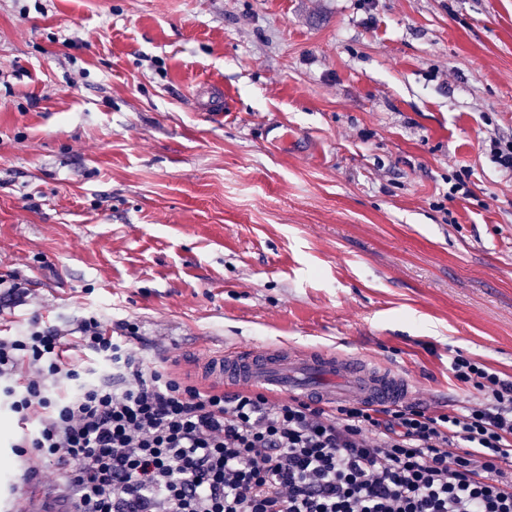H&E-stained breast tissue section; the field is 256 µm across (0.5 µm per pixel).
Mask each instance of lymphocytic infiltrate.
<instances>
[{
    "instance_id": "1",
    "label": "lymphocytic infiltrate",
    "mask_w": 512,
    "mask_h": 512,
    "mask_svg": "<svg viewBox=\"0 0 512 512\" xmlns=\"http://www.w3.org/2000/svg\"><path fill=\"white\" fill-rule=\"evenodd\" d=\"M139 336L92 316L0 333L14 454L57 472L75 512H512V380L480 362L452 360L483 395L463 413L324 407L149 366Z\"/></svg>"
}]
</instances>
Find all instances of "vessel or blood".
<instances>
[{"label":"vessel or blood","mask_w":512,"mask_h":512,"mask_svg":"<svg viewBox=\"0 0 512 512\" xmlns=\"http://www.w3.org/2000/svg\"><path fill=\"white\" fill-rule=\"evenodd\" d=\"M204 369L227 385L298 392L327 404L335 403L341 391L376 405L402 402L409 395L408 380L395 371L372 369L328 352L298 354L284 346L228 349L211 355ZM13 512H74V508L34 483L15 501Z\"/></svg>","instance_id":"1"}]
</instances>
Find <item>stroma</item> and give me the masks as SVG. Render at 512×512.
<instances>
[{
    "instance_id": "obj_1",
    "label": "stroma",
    "mask_w": 512,
    "mask_h": 512,
    "mask_svg": "<svg viewBox=\"0 0 512 512\" xmlns=\"http://www.w3.org/2000/svg\"><path fill=\"white\" fill-rule=\"evenodd\" d=\"M510 137L512 0H0V325L332 350L463 409L456 355L512 379ZM18 275H0V310H2V299L7 305H21L30 295L28 288Z\"/></svg>"
}]
</instances>
